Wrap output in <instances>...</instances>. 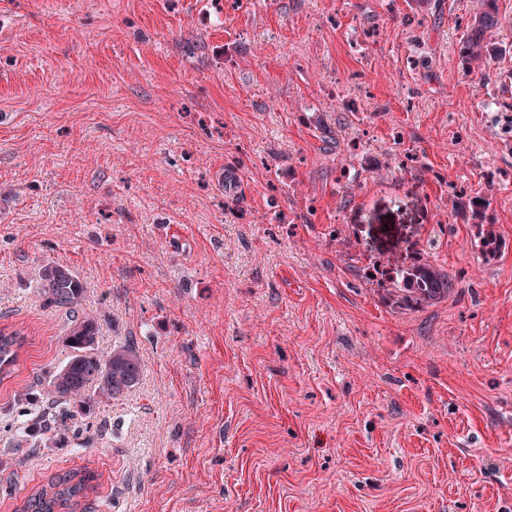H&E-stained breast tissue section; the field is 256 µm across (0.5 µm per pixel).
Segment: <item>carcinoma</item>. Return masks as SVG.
Segmentation results:
<instances>
[{"label":"carcinoma","mask_w":512,"mask_h":512,"mask_svg":"<svg viewBox=\"0 0 512 512\" xmlns=\"http://www.w3.org/2000/svg\"><path fill=\"white\" fill-rule=\"evenodd\" d=\"M459 57L465 70L483 81L489 80V65L499 48L490 40L491 33L502 25L495 0H475ZM448 273L423 257L409 265L395 266L386 273L383 299L399 309L435 304L454 290ZM40 293L49 306L63 308L71 314L65 337L70 349L69 360L49 378L40 410L27 424L28 435L35 438L47 432V420L60 416V426L80 415L86 419L102 396L117 398L140 381L143 366L135 343L131 340L112 348L105 359L96 351L100 331L99 317L84 310V288L68 267L49 263L44 266ZM25 337L17 330H0V376L11 374L18 362ZM95 475L89 470L67 471L50 478L46 485L23 503L24 512H72L92 487Z\"/></svg>","instance_id":"cac0c4a2"}]
</instances>
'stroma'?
I'll return each instance as SVG.
<instances>
[{"mask_svg":"<svg viewBox=\"0 0 512 512\" xmlns=\"http://www.w3.org/2000/svg\"><path fill=\"white\" fill-rule=\"evenodd\" d=\"M0 0V512H512V0ZM494 233L485 254L480 236ZM455 283L386 306L383 265ZM70 267L139 385L61 445L20 424L70 356ZM496 0H475L465 39L459 46V57L468 74L489 80V65L499 48L490 40L491 33L502 25ZM23 333L17 330L0 331V375L1 378L8 377L18 362L20 350L25 341ZM92 471H67L54 475L40 490L31 494L23 503L24 512H65L80 505L92 487Z\"/></svg>","mask_w":512,"mask_h":512,"instance_id":"35a3bbf8","label":"stroma"}]
</instances>
